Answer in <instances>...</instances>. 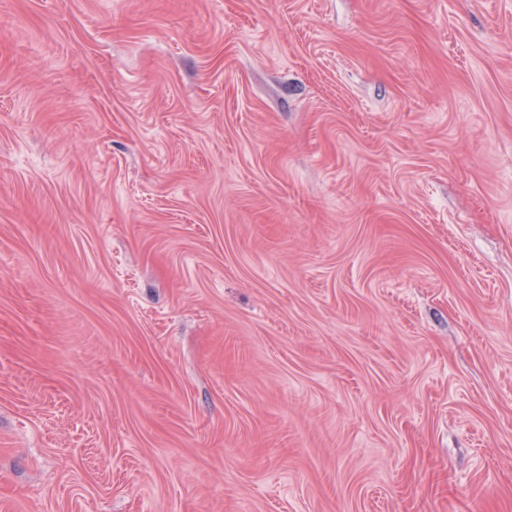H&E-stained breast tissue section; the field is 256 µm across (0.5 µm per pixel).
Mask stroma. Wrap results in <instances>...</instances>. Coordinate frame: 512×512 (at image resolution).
<instances>
[{
    "label": "stroma",
    "instance_id": "1",
    "mask_svg": "<svg viewBox=\"0 0 512 512\" xmlns=\"http://www.w3.org/2000/svg\"><path fill=\"white\" fill-rule=\"evenodd\" d=\"M0 512H512V0H0Z\"/></svg>",
    "mask_w": 512,
    "mask_h": 512
}]
</instances>
